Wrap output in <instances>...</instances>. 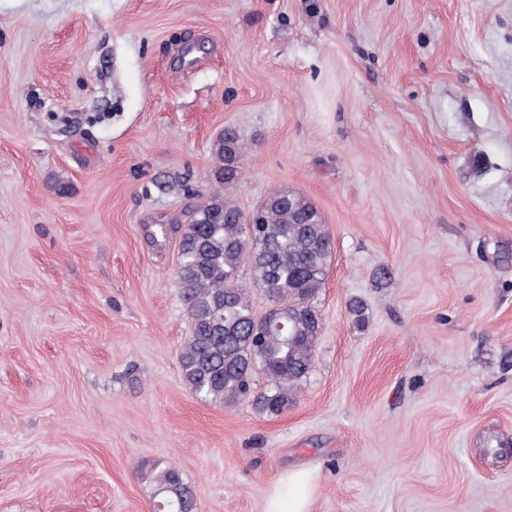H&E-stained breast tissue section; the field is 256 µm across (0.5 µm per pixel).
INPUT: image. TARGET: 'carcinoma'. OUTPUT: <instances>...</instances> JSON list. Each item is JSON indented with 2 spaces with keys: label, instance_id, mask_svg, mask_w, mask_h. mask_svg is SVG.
Instances as JSON below:
<instances>
[{
  "label": "carcinoma",
  "instance_id": "carcinoma-1",
  "mask_svg": "<svg viewBox=\"0 0 512 512\" xmlns=\"http://www.w3.org/2000/svg\"><path fill=\"white\" fill-rule=\"evenodd\" d=\"M212 176L221 190L196 206L187 221L159 226L179 242L177 283L190 334L179 353L185 385L198 397L231 408L250 403L279 415L295 403L314 364L322 331L315 301L326 283L334 251L321 211L305 196L274 190L253 210L231 193L243 175L244 148L227 126L212 143ZM250 268L256 286L279 314H255L241 284ZM265 387H259L257 374ZM155 512H197L195 493L175 466L142 463Z\"/></svg>",
  "mask_w": 512,
  "mask_h": 512
}]
</instances>
